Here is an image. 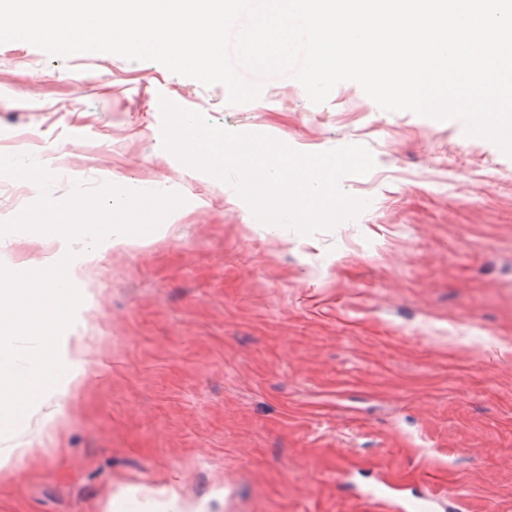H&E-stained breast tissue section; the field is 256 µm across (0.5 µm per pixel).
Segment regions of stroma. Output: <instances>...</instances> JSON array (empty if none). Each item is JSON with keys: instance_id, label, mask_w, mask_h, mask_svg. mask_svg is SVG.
I'll return each mask as SVG.
<instances>
[{"instance_id": "1", "label": "stroma", "mask_w": 512, "mask_h": 512, "mask_svg": "<svg viewBox=\"0 0 512 512\" xmlns=\"http://www.w3.org/2000/svg\"><path fill=\"white\" fill-rule=\"evenodd\" d=\"M163 97L301 153L366 147L373 169L341 187L367 207L311 235L261 223L164 148ZM0 154L43 164L59 201L78 183L185 200L148 242L82 265L79 382L0 435V512H367L352 487L383 476L512 512V156L492 140L354 82L315 104L276 74L231 105L153 61L11 41ZM39 196L0 176V222ZM56 252L0 235L8 266Z\"/></svg>"}]
</instances>
